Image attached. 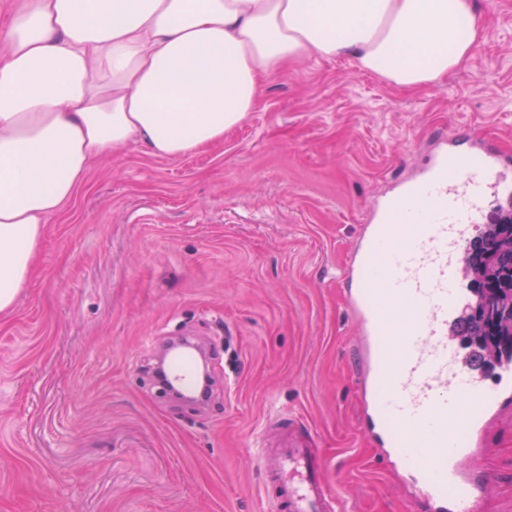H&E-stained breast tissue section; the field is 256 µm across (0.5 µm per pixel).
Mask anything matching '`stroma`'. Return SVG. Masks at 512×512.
<instances>
[{"label": "stroma", "mask_w": 512, "mask_h": 512, "mask_svg": "<svg viewBox=\"0 0 512 512\" xmlns=\"http://www.w3.org/2000/svg\"><path fill=\"white\" fill-rule=\"evenodd\" d=\"M475 2L485 39L439 83L306 60L220 143L94 163L0 315V512H263L258 433L278 415L318 438L344 512H424L363 430L341 275L371 201L438 136L512 155V0ZM174 339L209 358L203 404L154 386ZM477 471L480 512H512V408Z\"/></svg>", "instance_id": "1"}]
</instances>
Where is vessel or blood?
<instances>
[{"mask_svg":"<svg viewBox=\"0 0 512 512\" xmlns=\"http://www.w3.org/2000/svg\"><path fill=\"white\" fill-rule=\"evenodd\" d=\"M457 136L421 174L381 200L348 266L344 298L358 326L365 409L388 456L428 512H477L488 480L471 467L483 433L512 403V365L495 385L460 362L448 324L466 298L457 271L488 199L512 196V162L495 149L457 150ZM194 368L172 361L168 380L189 388ZM265 482L280 512H340L309 432L279 417L260 436Z\"/></svg>","mask_w":512,"mask_h":512,"instance_id":"b4317fda","label":"vessel or blood"}]
</instances>
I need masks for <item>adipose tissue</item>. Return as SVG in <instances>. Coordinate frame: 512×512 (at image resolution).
Returning <instances> with one entry per match:
<instances>
[{
  "label": "adipose tissue",
  "instance_id": "1",
  "mask_svg": "<svg viewBox=\"0 0 512 512\" xmlns=\"http://www.w3.org/2000/svg\"><path fill=\"white\" fill-rule=\"evenodd\" d=\"M485 33L474 0H13L0 21V314L99 156L221 142L267 80L307 59L433 84Z\"/></svg>",
  "mask_w": 512,
  "mask_h": 512
}]
</instances>
